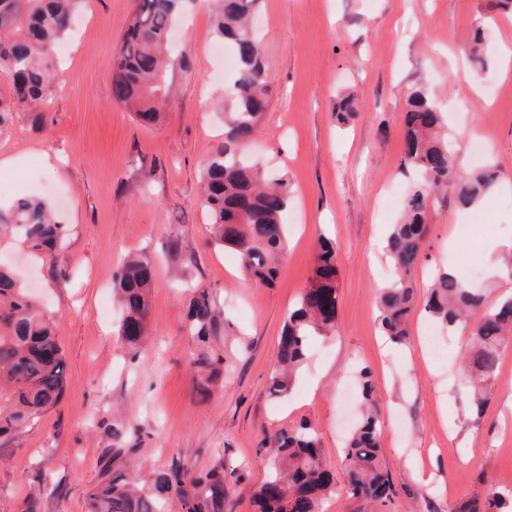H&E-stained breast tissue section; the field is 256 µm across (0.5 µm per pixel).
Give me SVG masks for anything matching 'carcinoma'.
<instances>
[{"label":"carcinoma","instance_id":"obj_1","mask_svg":"<svg viewBox=\"0 0 512 512\" xmlns=\"http://www.w3.org/2000/svg\"><path fill=\"white\" fill-rule=\"evenodd\" d=\"M82 0H0V71L9 73L11 99L19 104L47 101L58 79L55 53L72 31ZM215 11L214 32L235 54L232 99L224 120V140L202 167L203 190L198 204L211 225L210 244L236 252L242 273L266 286L276 283L278 258L286 250L284 222L292 195L285 176L268 177L247 162L245 150L258 132L269 104L270 74L264 55L248 23L258 0H209ZM182 0H135L131 20L116 48L112 90L116 102L132 108L137 117L153 123L166 93L165 76L179 65L168 53V32L179 20ZM486 32L475 26L464 51L475 71L488 68L483 54ZM355 100L343 97L336 121L348 123ZM404 165L417 178L401 201V221L390 225L386 254L395 270L391 284L381 289L378 326L382 335L400 344L408 336L413 310L415 272L423 256L430 198L446 190L461 207L477 204L496 187L499 174L491 166L467 177L450 176L453 153L441 134V116L434 97L424 88L413 89L403 114ZM67 227L55 222L47 204L23 197L0 210V239H17L47 262L63 279L66 270L56 264ZM337 245L320 238L315 246L312 274L295 307L288 311L279 339L271 394L290 393L295 373L306 358L312 336H332L337 328ZM154 261L147 251L126 258L113 273L112 288L124 313L118 335L137 353L145 343L149 293ZM482 288L469 286L458 274L438 271L424 305L428 319L448 326L462 322L469 339L464 350L473 395L471 412L481 416L485 386L499 366L501 349L512 341V297L489 306ZM187 320L197 342L191 366L200 398L224 379L231 364L225 353L211 346L218 333V306L203 289L189 300ZM362 399L361 420L343 443L344 483L350 492L381 509L394 504L395 490L382 458L378 411L371 372L356 376ZM67 388L65 354L55 334V316L43 311L20 288L11 269L0 264V437L38 423L57 407ZM270 454L267 477L254 493L257 512H322L324 500L335 488V478L314 428L301 422L267 433L261 440ZM124 455L118 448L106 456L100 480L86 495L87 512H234L230 489L243 473L217 458L196 471L179 462L163 470L114 465ZM457 512H512V499L491 489L478 502Z\"/></svg>","mask_w":512,"mask_h":512}]
</instances>
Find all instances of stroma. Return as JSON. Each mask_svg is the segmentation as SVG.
<instances>
[{
	"label": "stroma",
	"mask_w": 512,
	"mask_h": 512,
	"mask_svg": "<svg viewBox=\"0 0 512 512\" xmlns=\"http://www.w3.org/2000/svg\"><path fill=\"white\" fill-rule=\"evenodd\" d=\"M491 0H260L257 38L272 80L270 101L251 158L286 172L292 203L285 216L288 247L273 287L247 280L234 254L208 246L198 205L199 173L224 129L228 97L224 48L202 0L170 44L182 60L166 75L169 94L156 122H137L112 97L113 52L134 0H85L56 63L61 75L45 107L48 128L31 126L33 107H15L0 127V156L16 163L0 206L34 196L53 205L69 234L50 277L21 244L0 242V262L18 273L55 315L68 386L58 407L31 429L0 441V512H87L85 494L100 478L108 447L136 446L147 470L181 461L202 469L223 457L244 479L233 487L236 512H254L253 489L266 477L267 432L299 421L314 425L332 467L358 400L346 397L363 366L374 376L384 461L397 490L391 512H453L489 489L512 496V344L490 385L482 418L469 412L471 389L460 364L466 335L442 330V358L425 341V313L415 310L409 339L380 336L376 301L394 276L380 250L395 215L380 204L404 192L401 115L408 93L424 86L445 114L443 131L456 149L457 169L492 163L502 175L494 194L475 208L434 196L415 278L425 299L437 266L469 263L486 301L512 290V276L488 278L484 260L506 254L512 239V71L501 67L512 43V10ZM487 21L490 69L475 71L462 49L478 21ZM457 78H449L450 69ZM354 94L349 126L335 119L339 98ZM489 211L472 239L457 225ZM338 247V325L313 339L290 395L274 397L269 378L284 318L310 275L319 235ZM155 253L149 347L130 362L115 329L120 304L108 289L128 254ZM215 296L219 334L240 336L246 349L233 377L202 400L190 360L196 345L185 323L194 289ZM118 437H110V430Z\"/></svg>",
	"instance_id": "obj_1"
}]
</instances>
